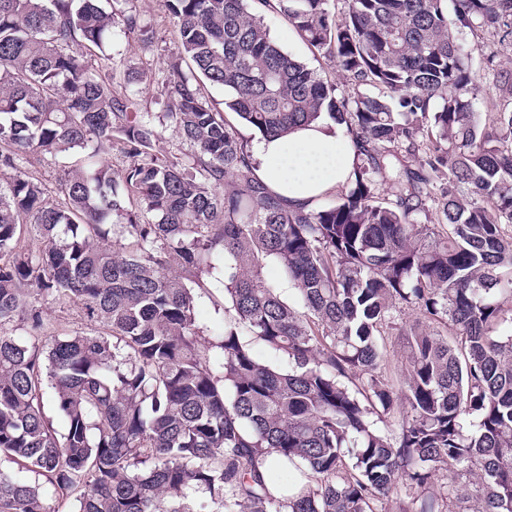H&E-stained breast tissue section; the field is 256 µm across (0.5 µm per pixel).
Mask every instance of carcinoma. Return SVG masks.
<instances>
[{"instance_id":"obj_1","label":"carcinoma","mask_w":512,"mask_h":512,"mask_svg":"<svg viewBox=\"0 0 512 512\" xmlns=\"http://www.w3.org/2000/svg\"><path fill=\"white\" fill-rule=\"evenodd\" d=\"M162 8L178 53L163 111L143 112L114 83L113 31L152 43L136 13L0 0V457L32 474L0 464V512H47L50 496L73 512H384L400 487L399 512H455L465 481L471 512H512V334L497 332L512 303V68L486 54L508 95L480 111L460 37L512 49V0ZM268 11L355 93L284 52ZM203 79L264 136L325 112L346 125L354 158L339 201L290 207L269 193ZM169 127L192 170L158 153ZM114 142L129 158L119 169L99 159ZM29 155L64 161L54 190L22 170ZM218 257L229 307L208 340L191 284ZM269 260L302 309L265 281ZM50 297L103 330L42 335ZM402 308L428 329L402 330L396 384L378 337ZM21 317L30 346L6 331ZM252 340L281 363L258 359ZM396 406L392 438L377 420ZM271 455L281 464L266 475Z\"/></svg>"}]
</instances>
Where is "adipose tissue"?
I'll return each mask as SVG.
<instances>
[{
	"label": "adipose tissue",
	"instance_id": "adipose-tissue-1",
	"mask_svg": "<svg viewBox=\"0 0 512 512\" xmlns=\"http://www.w3.org/2000/svg\"><path fill=\"white\" fill-rule=\"evenodd\" d=\"M254 174L291 206H310L340 189L351 170V140L339 125L320 120L282 137H265L253 150Z\"/></svg>",
	"mask_w": 512,
	"mask_h": 512
}]
</instances>
